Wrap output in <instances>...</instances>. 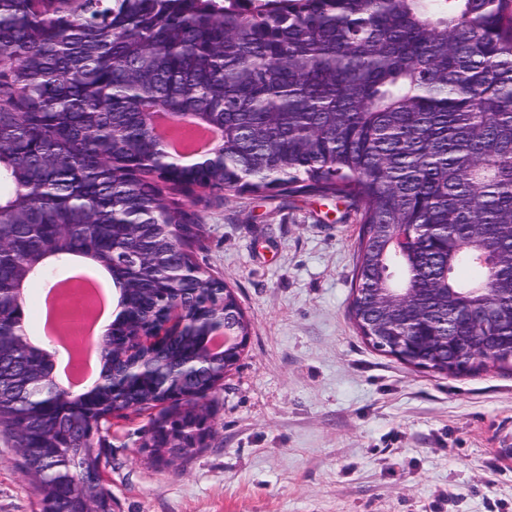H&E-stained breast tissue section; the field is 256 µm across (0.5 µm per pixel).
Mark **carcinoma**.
I'll return each mask as SVG.
<instances>
[{
  "instance_id": "cac0c4a2",
  "label": "carcinoma",
  "mask_w": 512,
  "mask_h": 512,
  "mask_svg": "<svg viewBox=\"0 0 512 512\" xmlns=\"http://www.w3.org/2000/svg\"><path fill=\"white\" fill-rule=\"evenodd\" d=\"M218 127L224 159L166 157L152 111ZM318 196L360 224L350 311L390 356L405 322L497 300L494 330L452 329L413 368L512 371V0H0V428L64 510L110 464L112 418L158 410L144 445L181 450L191 411L166 399L224 379L241 353L204 348L211 321L247 336L205 271V231L177 196ZM440 224L427 234L423 226ZM76 257L126 289L101 373L151 381L85 404L52 381L24 293ZM184 327L138 341L168 320ZM484 346L467 362L462 347ZM205 354V373L182 364Z\"/></svg>"
}]
</instances>
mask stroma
<instances>
[{
    "label": "stroma",
    "mask_w": 512,
    "mask_h": 512,
    "mask_svg": "<svg viewBox=\"0 0 512 512\" xmlns=\"http://www.w3.org/2000/svg\"><path fill=\"white\" fill-rule=\"evenodd\" d=\"M203 267L251 323L209 394L196 455L155 460L148 415L112 420L114 512H512V372L441 375L369 346L348 309L359 226L345 205L225 194L198 201ZM25 294L39 343L48 287ZM0 512H40L13 437L0 431Z\"/></svg>",
    "instance_id": "1"
}]
</instances>
